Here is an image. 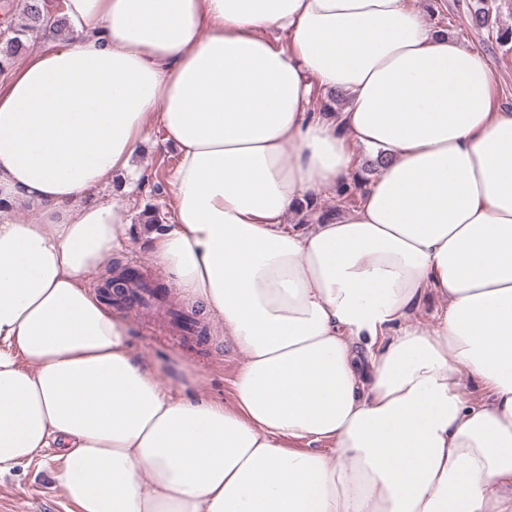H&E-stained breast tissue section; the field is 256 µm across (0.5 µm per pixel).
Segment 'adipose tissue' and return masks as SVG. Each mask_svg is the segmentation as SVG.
<instances>
[{
    "instance_id": "1",
    "label": "adipose tissue",
    "mask_w": 512,
    "mask_h": 512,
    "mask_svg": "<svg viewBox=\"0 0 512 512\" xmlns=\"http://www.w3.org/2000/svg\"><path fill=\"white\" fill-rule=\"evenodd\" d=\"M62 13L0 84V475L56 462L77 512H512V112L488 59L409 0ZM316 87L347 106L312 110ZM151 127L177 153L151 254L243 354L227 401L89 287L130 221L101 190ZM357 145L386 158L357 205L288 226ZM442 306L435 297L424 298L419 306L413 309V320L426 329L435 321Z\"/></svg>"
}]
</instances>
